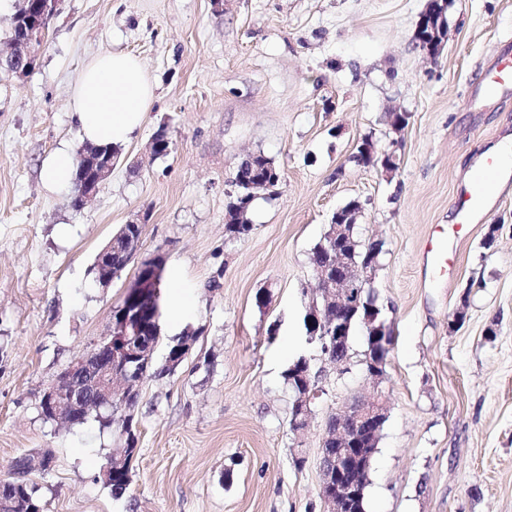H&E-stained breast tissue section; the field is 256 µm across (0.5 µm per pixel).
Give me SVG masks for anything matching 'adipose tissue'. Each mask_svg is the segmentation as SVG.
I'll return each mask as SVG.
<instances>
[{
  "instance_id": "ef3b65f1",
  "label": "adipose tissue",
  "mask_w": 512,
  "mask_h": 512,
  "mask_svg": "<svg viewBox=\"0 0 512 512\" xmlns=\"http://www.w3.org/2000/svg\"><path fill=\"white\" fill-rule=\"evenodd\" d=\"M153 98L154 86L140 61L108 52L83 69L73 91V108L85 140L117 145L140 129Z\"/></svg>"
}]
</instances>
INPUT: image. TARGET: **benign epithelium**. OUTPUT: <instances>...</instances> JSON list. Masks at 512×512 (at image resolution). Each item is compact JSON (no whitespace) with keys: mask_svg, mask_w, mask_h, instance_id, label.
<instances>
[{"mask_svg":"<svg viewBox=\"0 0 512 512\" xmlns=\"http://www.w3.org/2000/svg\"><path fill=\"white\" fill-rule=\"evenodd\" d=\"M23 0L18 17H27L25 35L12 41L10 53L0 57V64H26L27 68L35 66L36 50L46 36L45 21L54 17L60 0ZM447 0H429L426 10L421 15L416 40L426 53L435 58L444 48L447 32ZM370 164L381 165L391 172L395 167V156L387 153L377 159L374 144L364 146ZM116 162L108 157L101 158L94 146L86 144L79 153V166L83 171L75 180L76 200L79 208H84L100 189L112 177ZM361 206L354 204L343 211L337 210L332 218L331 230L327 234L328 244L323 247V254L312 259L317 287L306 312V321L310 322L307 334L309 340L320 343L323 357L336 365L347 369L349 355L342 354L348 349L349 330L352 319L362 309L358 292L372 287L379 268L378 254L373 246H368L365 260L360 265L352 264L350 255L353 246L359 241L353 237L354 228ZM122 247L125 254H137L140 241L126 237ZM120 245L110 240L96 255L97 283L103 287L112 282V253ZM155 286L150 262L141 263L134 282L128 287L124 296L122 316L111 321L108 337L94 344L81 357L71 361L58 379L47 387L41 395L39 407L49 413L59 423L69 424L74 417L85 414L89 407L84 405V396L92 394L101 406L121 418H129L125 394L131 389L124 373L129 363L142 364L150 359L152 344L141 342L133 345L127 342V336L138 330L141 313L135 308L137 301ZM386 358L370 345L359 361L365 376L380 380ZM300 365L303 393L296 403L298 415L293 432L304 433L310 423L311 404L319 396L318 375L313 373L310 359L303 356ZM388 406L384 396L358 397L343 410L332 415L334 429L327 433L323 441L336 445L334 453L323 455L322 484L320 496L324 512H356L363 492V476L371 465L374 449L372 444L378 436L383 422L387 418Z\"/></svg>","mask_w":512,"mask_h":512,"instance_id":"1","label":"benign epithelium"}]
</instances>
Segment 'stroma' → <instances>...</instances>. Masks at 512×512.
Returning a JSON list of instances; mask_svg holds the SVG:
<instances>
[{
  "label": "stroma",
  "mask_w": 512,
  "mask_h": 512,
  "mask_svg": "<svg viewBox=\"0 0 512 512\" xmlns=\"http://www.w3.org/2000/svg\"><path fill=\"white\" fill-rule=\"evenodd\" d=\"M427 0H63L26 77L0 74V480L20 456L52 450L30 478L47 512H323L322 441L354 397L384 395L388 416L366 512H512V179L485 215L457 229L454 199L474 166L512 140V96L472 97L512 40V0H453L448 42L415 43ZM136 56L156 84L142 129L119 145L111 179L82 210L74 184L43 188V160L84 140L72 92L99 54ZM409 124L395 131L389 113ZM173 142L153 158L159 127ZM371 139L393 172L355 160ZM282 175L257 191L241 239L224 232L241 161ZM359 201L362 243L380 242L373 284L394 345L380 382L363 373L361 332L347 369L306 341L312 250L336 210ZM125 224L140 259L164 258L162 298L189 318L162 322L154 352L198 331L174 375L145 379L130 489L101 477L116 446L95 418L44 420L42 391L102 340L138 261L109 286L96 254ZM452 253L432 274L429 243ZM467 319L451 321L458 307ZM322 396L303 435L284 378L296 354ZM304 464L295 467V456Z\"/></svg>",
  "instance_id": "obj_1"
}]
</instances>
